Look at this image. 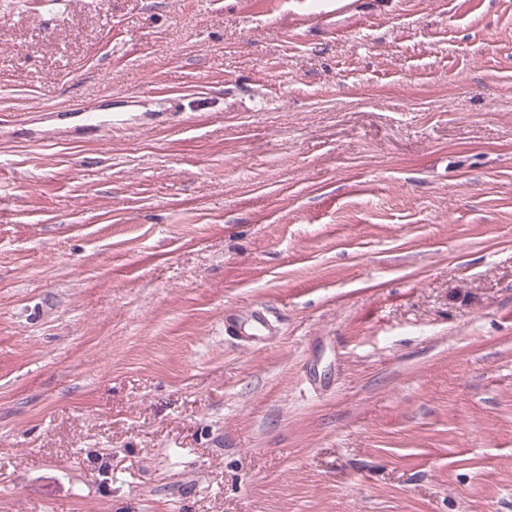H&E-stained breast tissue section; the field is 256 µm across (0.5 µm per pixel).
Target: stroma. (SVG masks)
Wrapping results in <instances>:
<instances>
[{
	"label": "stroma",
	"mask_w": 512,
	"mask_h": 512,
	"mask_svg": "<svg viewBox=\"0 0 512 512\" xmlns=\"http://www.w3.org/2000/svg\"><path fill=\"white\" fill-rule=\"evenodd\" d=\"M349 2L0 0V512H512V0ZM57 115L65 117H80L78 123L66 126L69 129V137L73 139H83L86 135L92 133L97 128V116L86 110L85 108L77 107L75 104H64L55 108ZM84 118V122H83ZM248 336L250 343L258 345L269 341L273 336H277L278 328L261 311L255 312L254 324L249 327Z\"/></svg>",
	"instance_id": "obj_1"
}]
</instances>
